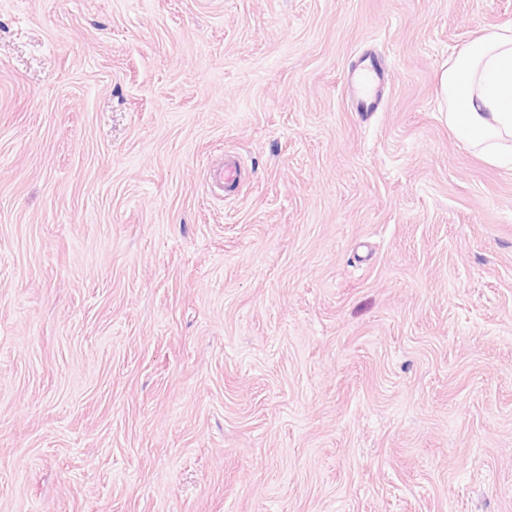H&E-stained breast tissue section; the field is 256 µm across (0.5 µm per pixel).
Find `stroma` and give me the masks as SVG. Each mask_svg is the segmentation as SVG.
Returning <instances> with one entry per match:
<instances>
[{
	"label": "stroma",
	"instance_id": "1",
	"mask_svg": "<svg viewBox=\"0 0 512 512\" xmlns=\"http://www.w3.org/2000/svg\"><path fill=\"white\" fill-rule=\"evenodd\" d=\"M504 25L0 0V512H512V168L436 97ZM346 84L357 112H378L385 85V69L379 55L370 51L358 56L347 70ZM212 172V178L217 185L224 182L228 184L239 182L242 175L240 160L236 155L225 154L224 164L214 168Z\"/></svg>",
	"mask_w": 512,
	"mask_h": 512
}]
</instances>
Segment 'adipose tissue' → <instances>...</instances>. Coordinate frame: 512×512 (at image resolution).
Wrapping results in <instances>:
<instances>
[{"mask_svg": "<svg viewBox=\"0 0 512 512\" xmlns=\"http://www.w3.org/2000/svg\"><path fill=\"white\" fill-rule=\"evenodd\" d=\"M437 92L458 139L491 162L512 156V27L483 33L452 54Z\"/></svg>", "mask_w": 512, "mask_h": 512, "instance_id": "1", "label": "adipose tissue"}]
</instances>
